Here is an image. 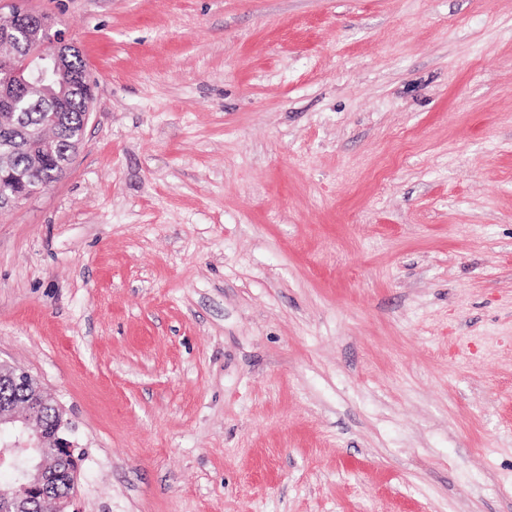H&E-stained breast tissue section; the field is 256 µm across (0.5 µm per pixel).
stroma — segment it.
<instances>
[{"label": "stroma", "instance_id": "35a3bbf8", "mask_svg": "<svg viewBox=\"0 0 512 512\" xmlns=\"http://www.w3.org/2000/svg\"><path fill=\"white\" fill-rule=\"evenodd\" d=\"M23 5L96 83L0 211L80 512H512V0ZM61 126L57 127L58 148L61 157L70 153V147L74 142H81L86 124V105L76 95L71 103L70 112H63Z\"/></svg>", "mask_w": 512, "mask_h": 512}]
</instances>
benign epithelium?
Masks as SVG:
<instances>
[{
  "label": "benign epithelium",
  "instance_id": "obj_1",
  "mask_svg": "<svg viewBox=\"0 0 512 512\" xmlns=\"http://www.w3.org/2000/svg\"><path fill=\"white\" fill-rule=\"evenodd\" d=\"M17 15L13 9L6 16L0 15V44L20 42ZM28 35L31 41L46 43L48 48L43 53L30 52L19 62L5 60L0 63L9 74L0 86V119L3 121L13 118L19 95L37 103H62L74 89V45L53 30L51 17L30 13ZM25 149L30 171L46 170L57 163V142L54 139L28 143ZM39 190L40 187L31 185L22 177L11 194L0 197V208L13 207ZM1 380L29 388L24 403L0 404V430L11 429L16 436L14 442L0 446V465L14 466L21 459L27 462L23 478L14 490L15 508L20 512L37 502L43 512H79L76 494L59 499L54 493L61 462H70L65 474L72 486L79 469L78 459L74 456L75 444L70 440L73 427L63 421L49 429L44 423L48 409L52 408L62 416L64 407L47 398L39 385L30 384L31 374L19 367L0 364Z\"/></svg>",
  "mask_w": 512,
  "mask_h": 512
}]
</instances>
